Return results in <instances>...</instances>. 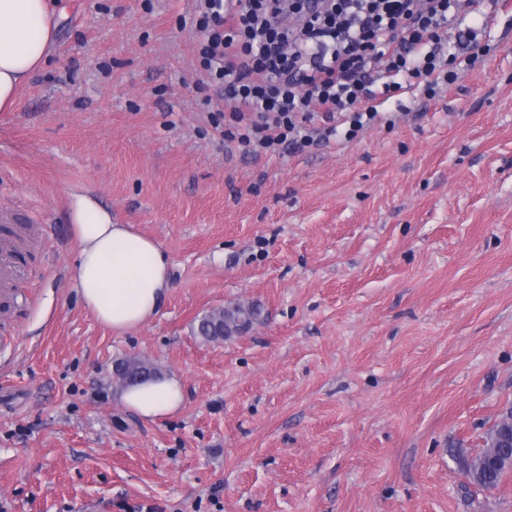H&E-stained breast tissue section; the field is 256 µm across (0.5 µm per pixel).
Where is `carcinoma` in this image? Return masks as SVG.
Instances as JSON below:
<instances>
[{"label": "carcinoma", "instance_id": "carcinoma-1", "mask_svg": "<svg viewBox=\"0 0 512 512\" xmlns=\"http://www.w3.org/2000/svg\"><path fill=\"white\" fill-rule=\"evenodd\" d=\"M261 315L255 304L234 303L214 309L198 320L197 333L204 340L218 342L230 339L247 329ZM123 372L132 379H148L159 373L153 364L138 358H128L115 366V372ZM512 433V410L504 414L489 430L484 448L474 455L456 453L460 469L469 484L492 491L501 483L505 472L496 464L503 453L512 456V441L503 444L505 433Z\"/></svg>", "mask_w": 512, "mask_h": 512}]
</instances>
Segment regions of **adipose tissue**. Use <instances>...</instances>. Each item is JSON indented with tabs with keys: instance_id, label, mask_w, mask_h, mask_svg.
I'll use <instances>...</instances> for the list:
<instances>
[{
	"instance_id": "adipose-tissue-1",
	"label": "adipose tissue",
	"mask_w": 512,
	"mask_h": 512,
	"mask_svg": "<svg viewBox=\"0 0 512 512\" xmlns=\"http://www.w3.org/2000/svg\"><path fill=\"white\" fill-rule=\"evenodd\" d=\"M53 0H0V112L13 111L19 91L54 48ZM69 213L79 247L72 278L85 308L122 334L150 321L170 289V260L134 225L118 224L110 210L84 194L71 195ZM123 405L146 420L175 414L184 388L163 375L122 391Z\"/></svg>"
}]
</instances>
